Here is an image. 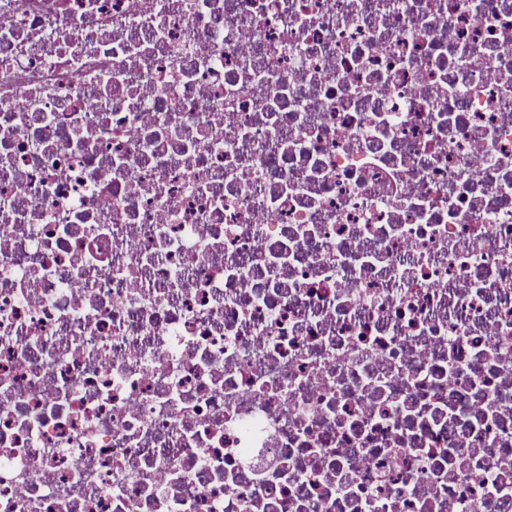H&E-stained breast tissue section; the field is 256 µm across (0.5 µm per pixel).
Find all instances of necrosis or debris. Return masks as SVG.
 <instances>
[{
  "mask_svg": "<svg viewBox=\"0 0 512 512\" xmlns=\"http://www.w3.org/2000/svg\"><path fill=\"white\" fill-rule=\"evenodd\" d=\"M0 512H512V0H0Z\"/></svg>",
  "mask_w": 512,
  "mask_h": 512,
  "instance_id": "4bbe7bcc",
  "label": "necrosis or debris"
}]
</instances>
